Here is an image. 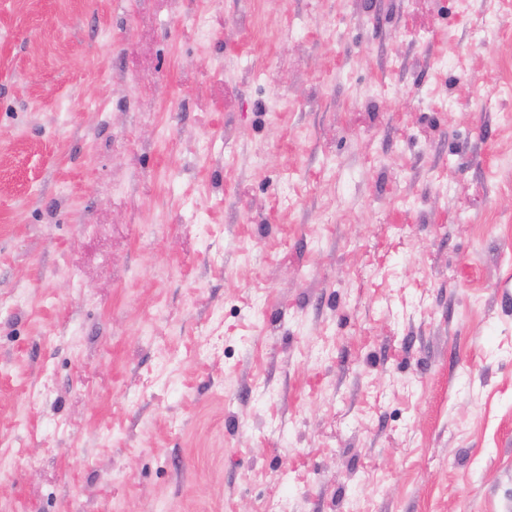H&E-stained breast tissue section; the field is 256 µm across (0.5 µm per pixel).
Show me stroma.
<instances>
[{
  "label": "stroma",
  "mask_w": 512,
  "mask_h": 512,
  "mask_svg": "<svg viewBox=\"0 0 512 512\" xmlns=\"http://www.w3.org/2000/svg\"><path fill=\"white\" fill-rule=\"evenodd\" d=\"M0 459V512H512V0H0Z\"/></svg>",
  "instance_id": "1"
}]
</instances>
